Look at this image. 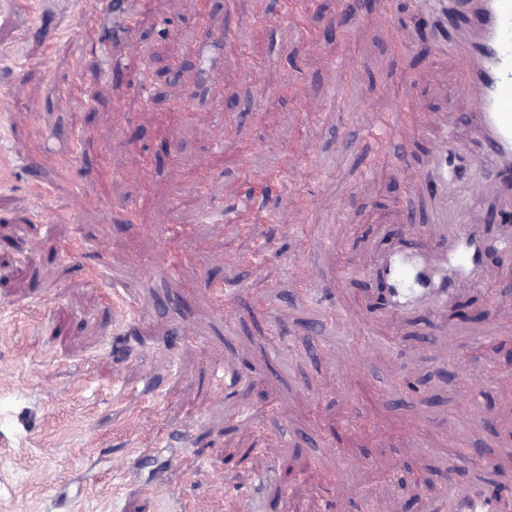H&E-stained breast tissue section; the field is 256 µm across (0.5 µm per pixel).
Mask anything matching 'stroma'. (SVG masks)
Returning <instances> with one entry per match:
<instances>
[{"mask_svg":"<svg viewBox=\"0 0 512 512\" xmlns=\"http://www.w3.org/2000/svg\"><path fill=\"white\" fill-rule=\"evenodd\" d=\"M429 8L309 0L283 20L281 0H145L147 64L112 80L122 50L84 40L78 0H0V512H448L512 490L495 193L461 183L448 209L488 238L487 288L401 318L377 314L367 274L391 231L447 241L412 223L408 192L442 133L473 138L457 60L412 36ZM227 31L231 48L195 52ZM74 75L78 110L56 93ZM383 113L418 123L405 153L365 137ZM26 141L43 153L18 157ZM104 169V203L70 221ZM253 173L268 196H247ZM218 365L239 381L217 386Z\"/></svg>","mask_w":512,"mask_h":512,"instance_id":"1","label":"stroma"}]
</instances>
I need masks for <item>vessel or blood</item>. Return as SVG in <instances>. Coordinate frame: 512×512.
I'll list each match as a JSON object with an SVG mask.
<instances>
[{"label": "vessel or blood", "mask_w": 512, "mask_h": 512, "mask_svg": "<svg viewBox=\"0 0 512 512\" xmlns=\"http://www.w3.org/2000/svg\"><path fill=\"white\" fill-rule=\"evenodd\" d=\"M441 12L466 21L473 34L451 38L440 49L454 54L460 66L457 83L466 97L475 124L474 144L440 142L430 176L418 178L413 188L435 198H444L449 188L464 178L476 179L468 164L472 150L499 163L512 161V0H431ZM95 12L111 11L124 34L132 56L142 59L136 40L137 11H124L122 0H96ZM484 241L471 224L454 225L447 248L429 255L422 245L393 248L375 265L370 275L383 289V310L409 312L416 308L442 306L458 290L479 288ZM450 512H501V499L480 494L468 503L450 502Z\"/></svg>", "instance_id": "b4317fda"}]
</instances>
